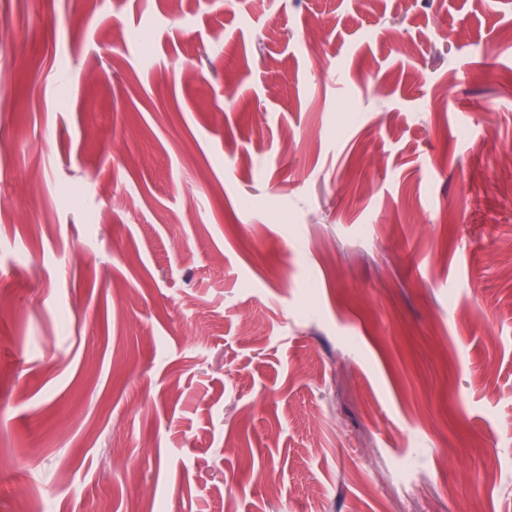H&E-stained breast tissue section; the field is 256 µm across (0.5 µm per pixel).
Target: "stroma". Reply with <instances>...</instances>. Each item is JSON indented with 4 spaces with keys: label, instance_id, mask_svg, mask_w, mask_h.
<instances>
[{
    "label": "stroma",
    "instance_id": "stroma-1",
    "mask_svg": "<svg viewBox=\"0 0 512 512\" xmlns=\"http://www.w3.org/2000/svg\"><path fill=\"white\" fill-rule=\"evenodd\" d=\"M510 149L512 0H0V512H512Z\"/></svg>",
    "mask_w": 512,
    "mask_h": 512
}]
</instances>
